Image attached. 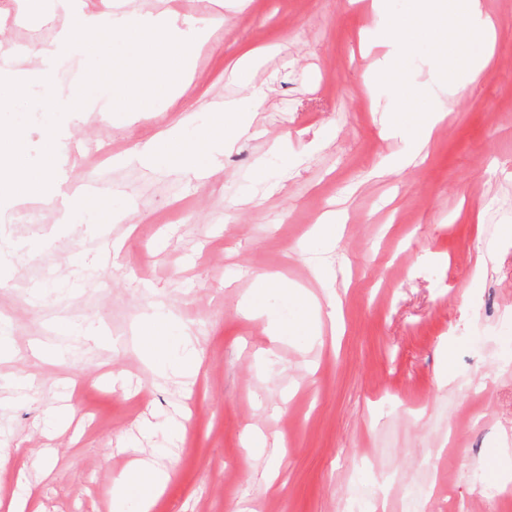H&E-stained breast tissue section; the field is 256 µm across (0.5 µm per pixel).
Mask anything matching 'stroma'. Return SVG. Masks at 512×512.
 Segmentation results:
<instances>
[{
    "label": "stroma",
    "mask_w": 512,
    "mask_h": 512,
    "mask_svg": "<svg viewBox=\"0 0 512 512\" xmlns=\"http://www.w3.org/2000/svg\"><path fill=\"white\" fill-rule=\"evenodd\" d=\"M483 3L498 40L481 86H446L429 36L405 56L418 106L450 114L398 171L411 142L379 132L398 94L363 81L386 53L362 46L368 0H245L193 43L183 104L73 122L75 140L108 129L119 207L101 226L52 206L0 223V436L21 460L0 469V512H112L113 475L155 448L177 457L155 512H512V0ZM268 44L227 81L235 54ZM254 86L252 134L203 155L210 175L127 162L182 109L189 137ZM336 209L326 289L302 255ZM262 274L335 293L340 334L291 331L275 291L251 316ZM159 304L175 315L164 357L188 332L204 350L194 385L155 377L125 338ZM22 372L31 398L15 403Z\"/></svg>",
    "instance_id": "stroma-1"
}]
</instances>
